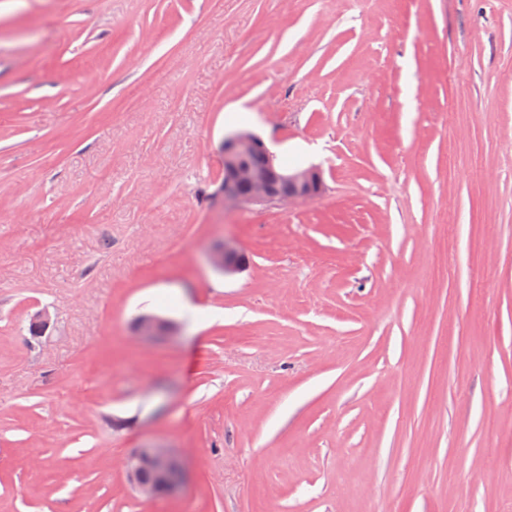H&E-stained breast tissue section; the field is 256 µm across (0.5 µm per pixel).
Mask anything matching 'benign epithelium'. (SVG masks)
Returning <instances> with one entry per match:
<instances>
[{
	"instance_id": "benign-epithelium-1",
	"label": "benign epithelium",
	"mask_w": 512,
	"mask_h": 512,
	"mask_svg": "<svg viewBox=\"0 0 512 512\" xmlns=\"http://www.w3.org/2000/svg\"><path fill=\"white\" fill-rule=\"evenodd\" d=\"M224 154V183L221 197L228 203L289 204L310 199L323 190L321 170L310 166L286 171L276 163L275 154L265 142L250 132L227 135L222 143ZM247 155H257L260 163L243 162ZM212 266L227 274L238 270L241 256L230 244L219 245L210 251ZM138 335L153 340L168 334L172 322L150 314L135 319ZM127 477L136 492L145 498H156L174 490L179 482L181 463L165 448H139L126 461Z\"/></svg>"
}]
</instances>
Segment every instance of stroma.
<instances>
[{"mask_svg":"<svg viewBox=\"0 0 512 512\" xmlns=\"http://www.w3.org/2000/svg\"><path fill=\"white\" fill-rule=\"evenodd\" d=\"M0 512H512V0H0ZM221 148L224 154V183L221 187L224 204H289L315 197L323 190L322 173L317 166L283 170L276 163L275 154L256 134L225 135ZM243 158L245 163L255 164L259 160L260 163L245 164ZM209 259L215 269L225 274L234 272L241 266V256L238 249L227 243H224V246L219 245L212 248ZM139 336L153 340L158 336L168 334L172 328V322L150 314L138 315L135 319ZM126 472L129 482L140 496L156 498L176 488L181 463L166 448H138L127 458ZM145 475L150 478L145 479Z\"/></svg>","mask_w":512,"mask_h":512,"instance_id":"1","label":"stroma"}]
</instances>
